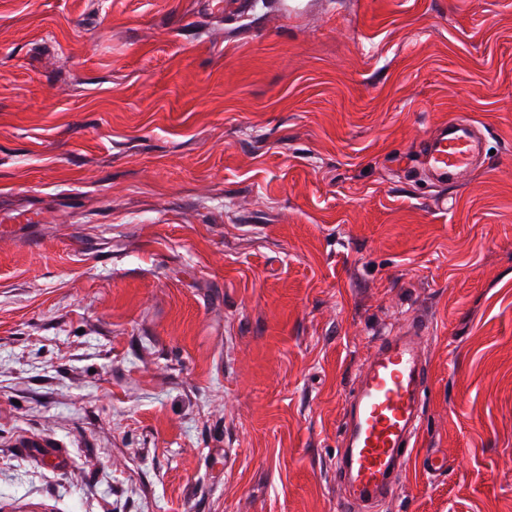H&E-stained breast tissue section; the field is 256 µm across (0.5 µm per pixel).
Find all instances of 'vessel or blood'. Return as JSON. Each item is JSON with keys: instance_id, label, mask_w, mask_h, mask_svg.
<instances>
[{"instance_id": "vessel-or-blood-1", "label": "vessel or blood", "mask_w": 512, "mask_h": 512, "mask_svg": "<svg viewBox=\"0 0 512 512\" xmlns=\"http://www.w3.org/2000/svg\"><path fill=\"white\" fill-rule=\"evenodd\" d=\"M481 148L473 124L453 115L424 145L422 164L429 178L445 183L467 175ZM426 333V324L415 320L378 337L348 396L336 456V477L346 488L345 512H371L396 489L412 457H420L430 475L448 468L436 452L418 450L430 387L421 350Z\"/></svg>"}]
</instances>
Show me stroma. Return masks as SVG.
Wrapping results in <instances>:
<instances>
[{
  "mask_svg": "<svg viewBox=\"0 0 512 512\" xmlns=\"http://www.w3.org/2000/svg\"><path fill=\"white\" fill-rule=\"evenodd\" d=\"M416 317L448 469L377 512H512V0H0V512H336ZM482 148V139L467 119L452 115L427 141L421 154L429 178L446 183L467 175L473 158Z\"/></svg>",
  "mask_w": 512,
  "mask_h": 512,
  "instance_id": "obj_1",
  "label": "stroma"
}]
</instances>
